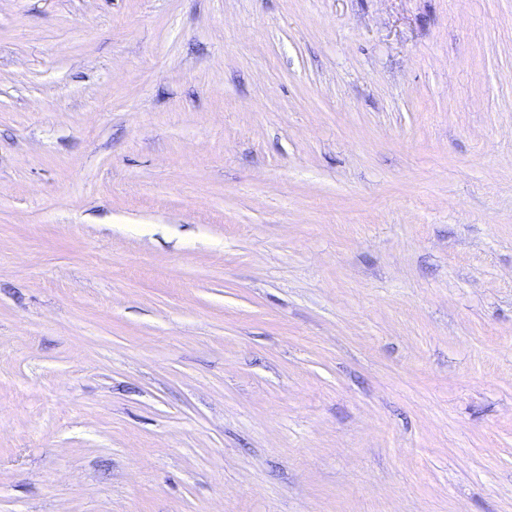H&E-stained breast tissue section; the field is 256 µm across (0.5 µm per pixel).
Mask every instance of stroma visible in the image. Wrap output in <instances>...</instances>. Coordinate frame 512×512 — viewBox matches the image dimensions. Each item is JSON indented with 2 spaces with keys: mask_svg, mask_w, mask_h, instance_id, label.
<instances>
[{
  "mask_svg": "<svg viewBox=\"0 0 512 512\" xmlns=\"http://www.w3.org/2000/svg\"><path fill=\"white\" fill-rule=\"evenodd\" d=\"M0 512H512V0H0Z\"/></svg>",
  "mask_w": 512,
  "mask_h": 512,
  "instance_id": "obj_1",
  "label": "stroma"
}]
</instances>
